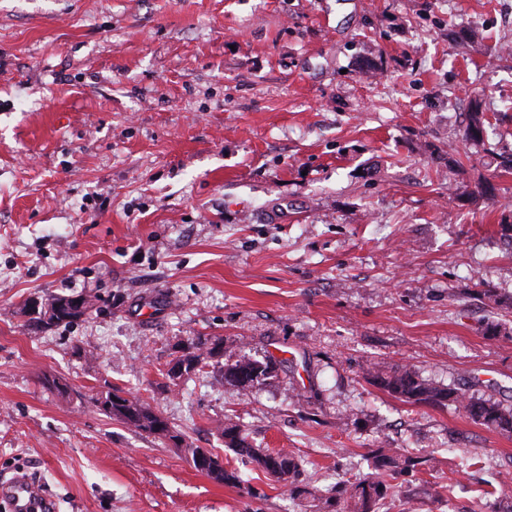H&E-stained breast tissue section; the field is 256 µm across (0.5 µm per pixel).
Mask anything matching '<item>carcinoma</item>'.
<instances>
[{
    "instance_id": "cac0c4a2",
    "label": "carcinoma",
    "mask_w": 512,
    "mask_h": 512,
    "mask_svg": "<svg viewBox=\"0 0 512 512\" xmlns=\"http://www.w3.org/2000/svg\"><path fill=\"white\" fill-rule=\"evenodd\" d=\"M463 138L480 144L485 140V119L480 112L471 115L463 130ZM77 317L64 309L45 314L38 312L33 318L35 325L51 328L62 323H71ZM275 363L260 362L245 355L230 357L224 363V383L242 391H251L268 379ZM371 381L391 396L407 403L429 407H445L453 404L463 410L473 421L502 433H512V408H504L496 402L476 399L463 387L438 385L422 377L418 372L404 368L392 373H369ZM101 409L113 415L136 430L153 433L158 415L146 405L130 400L116 392L108 394L100 401ZM222 437L227 447L237 455L248 459L283 484V488L293 495L298 491L296 480L301 476L298 458L288 450L269 451L256 448L242 436L238 426L224 425ZM212 466L206 475L218 483L235 484L239 477L234 471L224 467L216 455H211ZM415 466L414 460L398 448H385L376 457L374 472L347 481L336 489V512H375L380 501L386 498L390 489L388 480Z\"/></svg>"
}]
</instances>
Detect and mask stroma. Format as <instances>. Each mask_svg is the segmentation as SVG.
I'll return each instance as SVG.
<instances>
[{"instance_id":"stroma-1","label":"stroma","mask_w":512,"mask_h":512,"mask_svg":"<svg viewBox=\"0 0 512 512\" xmlns=\"http://www.w3.org/2000/svg\"><path fill=\"white\" fill-rule=\"evenodd\" d=\"M507 41L512 0H0V478L57 512H328L397 448L418 464L379 512H475L491 487L512 512V435L367 378L512 406ZM475 103L494 153L462 137ZM54 296L93 305L31 326ZM198 338L223 354L172 385ZM236 355L276 369L241 392ZM116 389L170 435L106 415ZM228 422L298 456L299 494ZM222 437H224V443L228 448L274 477L288 491L289 495L295 494L296 491L300 492L295 486L296 480L301 476L300 462L293 453L284 448L278 451L254 448L246 437L242 436L238 426L233 424L224 425Z\"/></svg>"}]
</instances>
